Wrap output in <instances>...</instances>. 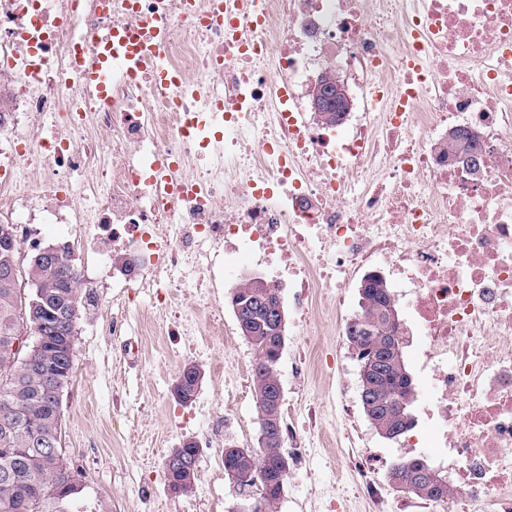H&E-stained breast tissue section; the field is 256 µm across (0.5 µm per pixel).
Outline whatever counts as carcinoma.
<instances>
[{
	"instance_id": "cac0c4a2",
	"label": "carcinoma",
	"mask_w": 512,
	"mask_h": 512,
	"mask_svg": "<svg viewBox=\"0 0 512 512\" xmlns=\"http://www.w3.org/2000/svg\"><path fill=\"white\" fill-rule=\"evenodd\" d=\"M477 149L475 136L467 130L456 129L439 145L444 154L471 158ZM26 281H36L42 290L36 329L30 330L35 345L26 346L18 354L11 352L9 342L28 319L30 295L19 285L0 286V418L15 412L22 421L6 434H0V512H79L76 505L83 489L72 485V467H63L55 455L34 458L39 435L61 444V400L58 393L34 366L53 365L73 377L77 323L88 303V297L79 288V273L71 251L66 250L51 263L28 262L24 270ZM385 280H376L360 293V312L350 336H360L361 348L368 347L369 336L400 335V318L392 317L397 307ZM277 299L281 291L262 280L236 288L230 297L231 307H240V313L250 323L255 363L253 391L256 407L264 406L267 387L274 380L277 363L267 356L264 344L268 337L279 336L280 328L268 321L266 311L258 298ZM409 371L404 349L400 343H390L383 351V371L374 382L375 396L380 404L372 412L374 425L381 437L395 439L416 426L412 412L402 413L390 405L396 390L408 395ZM265 459L263 470L256 467L257 459L249 451L231 449L226 453L225 466L239 478L237 487L245 490L257 483L267 487L264 497L272 507L281 497L288 477L279 448H262ZM389 483L398 492L411 493L432 501L447 495L444 477L422 457L396 463L388 473Z\"/></svg>"
}]
</instances>
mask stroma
<instances>
[{
    "instance_id": "1",
    "label": "stroma",
    "mask_w": 512,
    "mask_h": 512,
    "mask_svg": "<svg viewBox=\"0 0 512 512\" xmlns=\"http://www.w3.org/2000/svg\"><path fill=\"white\" fill-rule=\"evenodd\" d=\"M231 282L216 293L224 305L223 321H214L210 308L195 292L174 295L173 307L195 311L194 336L159 320L148 292L135 305L122 306L121 289L107 285L91 289L92 303L77 325L75 371L61 405V443L65 455L83 472V502L106 500L112 512H235L242 495L226 477L218 460L219 449L208 447L209 434H227L242 448L257 445L258 415L251 375L233 378L229 365L237 360L253 363L254 352L241 335L229 297ZM121 321L126 335L112 333ZM333 321L320 323L313 336L301 339L294 320H287L285 343L278 363L283 401L323 408L328 441L317 447L303 468L292 469L278 512H319L321 491L351 500L350 512H407L405 494L389 484L387 472L402 453L396 442L381 438L365 415H358L352 442L336 443L331 417L341 403L360 406L359 363L348 356L330 375L313 373L305 386L291 374L298 344L307 355L335 347ZM201 366L204 376L195 400L187 406L174 399L171 389L182 368ZM188 439L203 443L197 480L192 493L170 492L163 476L164 457ZM378 463L374 477L386 500L385 508L356 500L351 476L337 470L340 458Z\"/></svg>"
}]
</instances>
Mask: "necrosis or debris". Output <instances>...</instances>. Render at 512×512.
<instances>
[{"mask_svg": "<svg viewBox=\"0 0 512 512\" xmlns=\"http://www.w3.org/2000/svg\"><path fill=\"white\" fill-rule=\"evenodd\" d=\"M0 0V217L74 225L97 265L136 266L159 312L212 296L215 258L244 253L292 288L310 333L377 272L404 306L453 512H512V0ZM159 49L176 83L134 57L102 94L85 85L123 43ZM122 42H111L113 26ZM335 66L356 103L318 125L304 93ZM289 86L287 100L277 87ZM471 131L479 170L437 145Z\"/></svg>", "mask_w": 512, "mask_h": 512, "instance_id": "4bbe7bcc", "label": "necrosis or debris"}]
</instances>
